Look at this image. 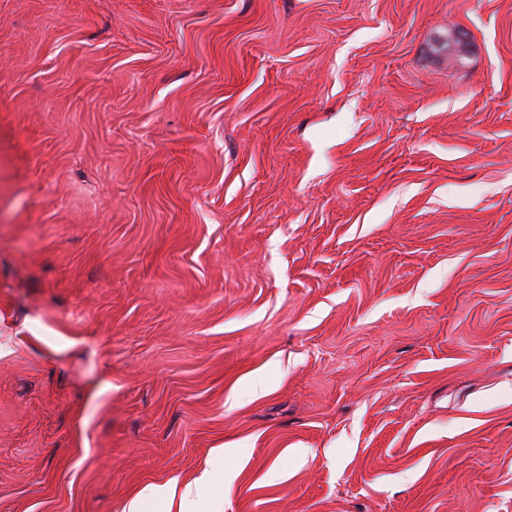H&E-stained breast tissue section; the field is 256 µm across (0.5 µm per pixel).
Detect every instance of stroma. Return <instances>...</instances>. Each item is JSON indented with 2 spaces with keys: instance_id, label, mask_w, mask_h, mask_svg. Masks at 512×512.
Segmentation results:
<instances>
[{
  "instance_id": "stroma-1",
  "label": "stroma",
  "mask_w": 512,
  "mask_h": 512,
  "mask_svg": "<svg viewBox=\"0 0 512 512\" xmlns=\"http://www.w3.org/2000/svg\"><path fill=\"white\" fill-rule=\"evenodd\" d=\"M206 469L512 512V0H0V512Z\"/></svg>"
}]
</instances>
